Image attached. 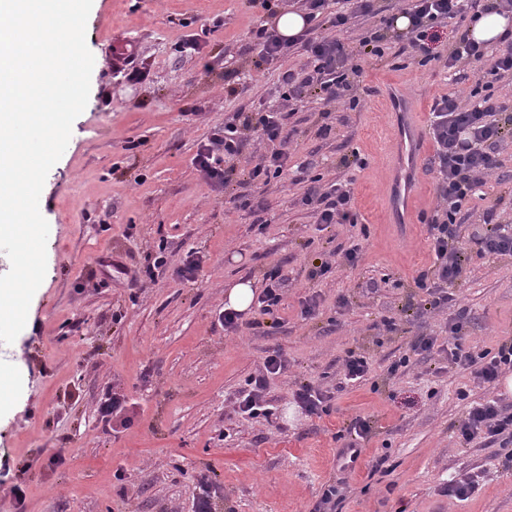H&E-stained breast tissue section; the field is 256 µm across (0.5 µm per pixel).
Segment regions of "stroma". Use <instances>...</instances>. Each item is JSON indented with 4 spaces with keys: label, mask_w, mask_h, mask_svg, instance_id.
Listing matches in <instances>:
<instances>
[{
    "label": "stroma",
    "mask_w": 512,
    "mask_h": 512,
    "mask_svg": "<svg viewBox=\"0 0 512 512\" xmlns=\"http://www.w3.org/2000/svg\"><path fill=\"white\" fill-rule=\"evenodd\" d=\"M265 16L253 0H93L89 100L40 197L47 271L17 337L25 366L0 368V512H192L203 474L217 489L215 512H309L336 474L337 433L358 416L371 431L338 512H512V471L496 449L463 444L454 429L465 412L459 388L470 387L474 401L500 394L510 404L512 390L473 383L440 350L462 310L474 351L496 352L512 338V256H472L459 300L426 314L415 283L433 262L424 228L382 219L392 144L383 83L406 86L428 106L472 85L480 67L447 74L390 54L369 60L359 54L363 23L351 20L336 36L369 92L354 110L291 102L288 123L298 135L288 152L295 164L319 158L324 180L350 182L361 221L317 224L288 177L264 189L240 186L262 198L257 218L229 209L193 159L211 128L270 101L284 70L305 69L299 48L255 67L250 31ZM215 17L223 24L214 30ZM188 35L201 54L180 50ZM228 72L238 76L233 95L224 88ZM323 123L331 132L322 139L315 131ZM354 150L365 167L341 165ZM498 158L463 235L489 209L512 224V144ZM355 244L356 266L310 278L316 257ZM159 257L154 284L130 287L129 274ZM190 258L200 268L188 280L179 270ZM114 259L126 273L111 267ZM275 266L288 278L278 325L251 328L254 309L247 325L225 332L218 314L226 287L248 280L263 288ZM311 297L317 310L306 318ZM384 317L395 319V331L381 328ZM422 335L436 337L437 348L413 352ZM274 348L288 366L269 380L273 413L242 418L240 392ZM351 349L371 362L366 379L344 381L340 362ZM404 356L408 365L388 376ZM303 382L331 394L330 413L301 414L293 394ZM115 392L129 404L117 428L100 413ZM381 457L390 473L372 472ZM466 473L484 475L478 493L440 496L448 479ZM18 485L26 490L20 508Z\"/></svg>",
    "instance_id": "1"
}]
</instances>
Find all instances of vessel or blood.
I'll list each match as a JSON object with an SVG mask.
<instances>
[{
  "instance_id": "vessel-or-blood-1",
  "label": "vessel or blood",
  "mask_w": 512,
  "mask_h": 512,
  "mask_svg": "<svg viewBox=\"0 0 512 512\" xmlns=\"http://www.w3.org/2000/svg\"><path fill=\"white\" fill-rule=\"evenodd\" d=\"M384 103L392 119L395 148L391 155L394 190L388 221L410 223L415 202L422 190V173L427 151L423 115L414 96L407 90L391 87Z\"/></svg>"
}]
</instances>
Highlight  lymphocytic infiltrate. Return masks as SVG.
<instances>
[{"label": "lymphocytic infiltrate", "mask_w": 512, "mask_h": 512, "mask_svg": "<svg viewBox=\"0 0 512 512\" xmlns=\"http://www.w3.org/2000/svg\"><path fill=\"white\" fill-rule=\"evenodd\" d=\"M338 0H300V9L309 23L298 40L278 34L274 24L262 22L252 31L254 48L259 63L287 57L296 42H303L309 55V66L303 77L284 72L277 97L282 103L314 94L324 105L348 100L350 108H357L358 97L350 90L354 79L363 69L354 64L345 45L332 35L333 29L346 26L352 17H362L369 31L362 40L367 56L383 59L387 50L391 21L378 18L373 0H354L353 12L337 10ZM482 0H410L403 15L408 20L405 32L399 33L401 51L418 65L441 62L447 70L466 64H480L485 72L467 96L442 95L434 98L429 112L427 131L433 146L431 164L437 173L435 185L436 208L421 214L427 240L435 256L430 268L416 278V285L425 289L424 310L437 311L452 300L451 286L462 277L463 263L469 252L480 256L512 255V235H503L500 224L494 221L493 210L483 215L481 234L461 238L459 227L465 205L477 196L485 177L498 168V148L512 141V114L499 106L492 89L495 84L512 76V43L497 53H490L486 43L470 35L463 25L467 13H482ZM457 20L447 56H440L435 45L441 35L439 29L447 20ZM287 113L261 105L248 112H237L225 118L223 125L213 127L194 158L202 179L212 188H227L235 173L230 159L242 156L252 139L272 143L270 153L260 155L248 171L249 182L264 186L282 178L289 171L287 146L294 135L287 124ZM301 203L310 210L320 224H355L359 214L354 207L353 193L346 185L322 183L320 177H308L307 189ZM464 320L456 318L448 325V359L452 364L469 370L474 382L495 385L506 373L512 372V340L499 345L494 355L471 351L465 345ZM280 351L266 356L262 375L248 382L239 401L242 413L256 417L270 415L265 398V377L276 374L286 366ZM371 430L369 422L354 418L346 429L344 443L336 453L338 476L327 484L311 512H337L349 483L345 474L350 463L361 454L358 439ZM463 443L481 441L499 446L503 452L502 466L512 470V405L494 397L469 406L456 427Z\"/></svg>", "instance_id": "obj_1"}]
</instances>
